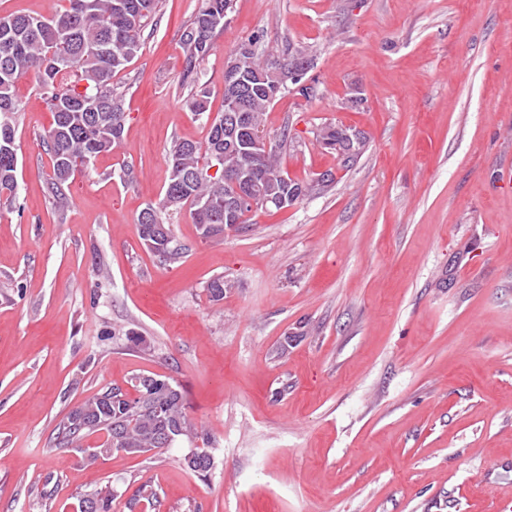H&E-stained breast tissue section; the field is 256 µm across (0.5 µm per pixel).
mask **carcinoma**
Listing matches in <instances>:
<instances>
[{
    "instance_id": "1",
    "label": "carcinoma",
    "mask_w": 512,
    "mask_h": 512,
    "mask_svg": "<svg viewBox=\"0 0 512 512\" xmlns=\"http://www.w3.org/2000/svg\"><path fill=\"white\" fill-rule=\"evenodd\" d=\"M69 6L50 17L17 14L0 17V201L15 203L18 190L17 130L13 121L19 111L14 89L32 74L44 90L53 123L41 136L52 170L45 190L53 206L62 212L69 206V185L77 172L88 167L99 154L109 152L124 134V96L112 86V78L139 55L142 33L154 18L160 0H68ZM233 0H200V6L182 33L185 66L182 84L190 87L187 108L204 120L207 136L202 142L172 139L167 150L168 180L163 197L148 203L136 217L143 246L163 265L180 262L188 246L172 229L173 217L189 208L200 238L222 239L224 231L237 230L249 221L242 211L228 222L224 202L229 198L230 179L240 174L258 188L264 202L255 210L282 209L321 193L334 183L300 182L284 169L279 153L271 149L259 154L224 144V124L229 116L244 114L236 129L237 143L249 142L264 133V117L277 97L292 91L286 87L295 63L311 58L303 47L288 46L282 55L270 57L252 37L235 49L231 61L240 64L244 104L238 106L223 94L224 110L211 115V92L199 84L201 64L211 55L215 32ZM317 141L336 152L343 167L354 164L366 146V137L350 128L326 125ZM217 167L216 174L209 170ZM229 284L216 276L207 285L209 300H224ZM130 389L108 387L73 406L48 439L50 448H71L91 466L113 452L140 456L157 454L186 442L192 449L183 464L205 477L214 465L209 439L188 416L183 389L157 374L130 378ZM97 435L90 446L85 440ZM118 491L96 489L92 512H111ZM157 508L160 501L153 489H141L127 504L134 512L141 503Z\"/></svg>"
}]
</instances>
